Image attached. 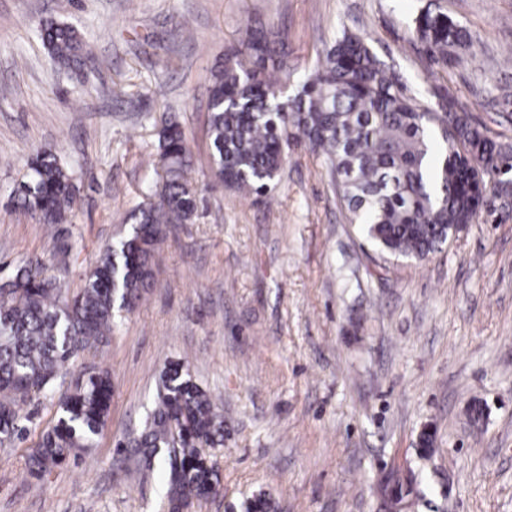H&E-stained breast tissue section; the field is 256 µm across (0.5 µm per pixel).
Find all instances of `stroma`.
Listing matches in <instances>:
<instances>
[{
  "label": "stroma",
  "mask_w": 512,
  "mask_h": 512,
  "mask_svg": "<svg viewBox=\"0 0 512 512\" xmlns=\"http://www.w3.org/2000/svg\"><path fill=\"white\" fill-rule=\"evenodd\" d=\"M426 5L468 29L472 66L429 60L413 24ZM50 21L89 44L81 66L53 60L38 37ZM344 27L369 32L409 96L452 100L512 144V0H0V261L60 266L75 295L153 184L162 118L191 138L200 190L151 287L76 363L112 377L94 448L28 478L58 398L29 402L27 434L0 444V512H165L166 484L114 444L144 426L176 360L224 410L223 492L192 512H246L259 495L274 512H382L378 483L407 468L425 493L407 512H512V199L490 191L419 261L382 255L349 223L312 151L295 150L273 204L210 185L208 88L226 51L249 28L282 33L296 84ZM45 145L79 189L52 227L9 204Z\"/></svg>",
  "instance_id": "obj_1"
}]
</instances>
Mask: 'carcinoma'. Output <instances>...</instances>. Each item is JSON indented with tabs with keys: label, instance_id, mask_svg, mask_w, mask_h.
Segmentation results:
<instances>
[{
	"label": "carcinoma",
	"instance_id": "1",
	"mask_svg": "<svg viewBox=\"0 0 512 512\" xmlns=\"http://www.w3.org/2000/svg\"><path fill=\"white\" fill-rule=\"evenodd\" d=\"M415 31L429 59L466 63L469 31L445 13L426 7ZM40 38L60 64L85 56V42L68 25L47 23ZM259 31L225 55L209 87L207 137L212 183L269 200L294 150L324 157L348 219L382 253L423 261L450 235L474 223L477 198L469 187L473 168L484 175L512 171V151L481 132L470 117L444 101L440 111L414 101L393 81L365 31L342 30L318 55L294 94L284 88L288 62ZM455 132L448 131V121ZM154 199L126 216L127 233L108 245L72 298L39 262L14 269L8 296L0 299V429L18 439L27 433L24 406L54 392L73 370L78 347L112 333L116 317L141 299L154 278L153 255L172 224L191 223L198 210L188 138L167 121L158 132ZM78 187L53 147L30 160L13 198L39 224H62ZM112 402L105 372L72 376L61 394L55 424L28 456V472L44 479L68 458L94 447ZM118 445L150 463L164 454L168 512L221 494L211 450L224 445V419L211 394L179 361L160 374L153 409L143 428ZM393 504L420 496L413 472L392 471L380 486Z\"/></svg>",
	"mask_w": 512,
	"mask_h": 512
}]
</instances>
